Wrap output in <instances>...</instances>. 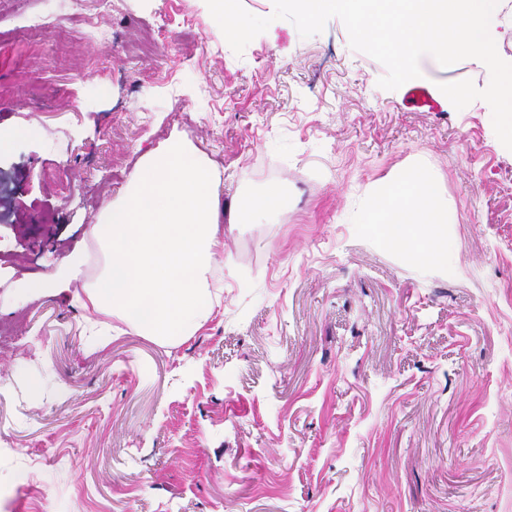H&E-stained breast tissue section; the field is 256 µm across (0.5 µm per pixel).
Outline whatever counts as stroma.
Segmentation results:
<instances>
[{
  "label": "stroma",
  "mask_w": 512,
  "mask_h": 512,
  "mask_svg": "<svg viewBox=\"0 0 512 512\" xmlns=\"http://www.w3.org/2000/svg\"><path fill=\"white\" fill-rule=\"evenodd\" d=\"M420 69L380 88L336 17L238 55L205 0H0V512H512V151L439 89L481 61ZM179 137L220 176V304L179 346L86 353L80 303L26 281L77 248L97 275L88 226ZM413 163L444 268L347 218ZM270 184L287 207L231 224Z\"/></svg>",
  "instance_id": "1"
}]
</instances>
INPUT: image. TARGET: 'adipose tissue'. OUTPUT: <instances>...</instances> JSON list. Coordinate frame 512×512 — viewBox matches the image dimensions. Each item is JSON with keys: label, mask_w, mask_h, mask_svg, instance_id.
Listing matches in <instances>:
<instances>
[{"label": "adipose tissue", "mask_w": 512, "mask_h": 512, "mask_svg": "<svg viewBox=\"0 0 512 512\" xmlns=\"http://www.w3.org/2000/svg\"><path fill=\"white\" fill-rule=\"evenodd\" d=\"M218 184L211 163L189 142L169 141L142 159L130 184L105 202L98 222L90 225L89 237L103 258L100 273L88 278L82 261L73 259L62 278H31V297L81 284L83 306L92 314L83 338L90 354L108 347L116 321L164 343L188 341L218 299L206 278L224 245ZM287 203V195L272 184L247 197L233 221L253 224ZM350 221L419 263L448 262V204L424 166L377 183Z\"/></svg>", "instance_id": "obj_1"}]
</instances>
